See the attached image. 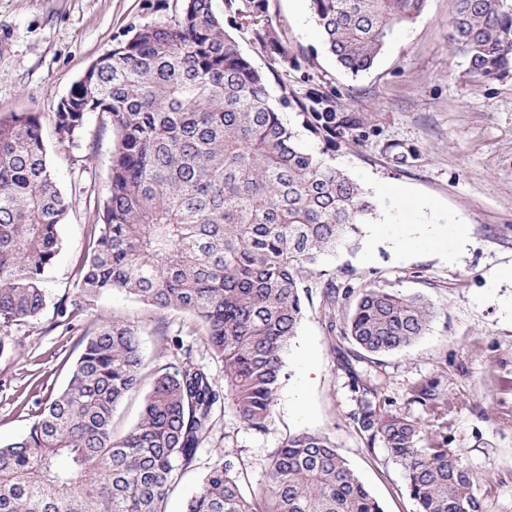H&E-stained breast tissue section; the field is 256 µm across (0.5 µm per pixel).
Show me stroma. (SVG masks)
I'll use <instances>...</instances> for the list:
<instances>
[{"mask_svg": "<svg viewBox=\"0 0 512 512\" xmlns=\"http://www.w3.org/2000/svg\"><path fill=\"white\" fill-rule=\"evenodd\" d=\"M291 60L284 81H271L273 99L287 98V117L322 101L351 126L335 145L311 133L302 143L326 151L369 192L373 223L361 242L305 272V313L284 355L277 402L265 432L246 428L232 410L216 409L207 440L180 471L167 512H184L216 453L241 459L244 490L265 483L271 456L290 434L329 436L382 503L384 512H416L405 471L382 447L367 448L351 415L356 408L348 345L338 331L349 301L331 307L327 282L361 293L386 286L421 294L438 315L413 346L381 357V395L392 413L421 417L410 390L435 385L448 399L444 433L450 448L477 477L489 512H512V74L479 82L465 73L449 41L454 0H427L422 15L399 27L374 65L358 75L324 51L309 0H269ZM174 0H0V117H40L48 159L68 205L62 246L43 287L48 304L38 320L12 330L0 354V444L22 436L34 403L65 384L79 350L75 333L49 330L54 303L73 291L75 272L94 221L90 199L108 194L115 135L100 114H90L75 143L58 139L53 122L61 97L113 46L146 24L166 22ZM411 193L407 208L398 191ZM403 224H456L463 237L454 256L414 245L398 249ZM99 314L135 326L145 375L175 372L185 357L216 380L224 364L204 343L188 315L158 313L128 295L101 299Z\"/></svg>", "mask_w": 512, "mask_h": 512, "instance_id": "obj_1", "label": "stroma"}]
</instances>
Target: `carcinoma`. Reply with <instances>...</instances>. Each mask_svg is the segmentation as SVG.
<instances>
[{"label":"carcinoma","instance_id":"cac0c4a2","mask_svg":"<svg viewBox=\"0 0 512 512\" xmlns=\"http://www.w3.org/2000/svg\"><path fill=\"white\" fill-rule=\"evenodd\" d=\"M427 0H310L325 50L344 70L370 69L396 27ZM450 40L478 81L512 72V0H455ZM250 30L267 71L224 29ZM288 65L268 0H178L174 18L137 29L94 62L54 112L58 139L80 138L94 112L117 145L108 196L94 203L74 291L54 303L50 330L71 332L114 291L160 313L193 314L224 384L187 362L149 382L137 423L117 436L113 416L142 385L137 329L98 317L76 342L65 387L26 434L0 445V512H166L168 491L208 438L217 405L267 430L284 354L304 315L303 273L354 250L375 215L361 185L307 150L269 91ZM312 133L336 139L334 112H303ZM67 205L33 112L0 117V354L9 328L37 319L61 245ZM437 316L419 294L366 289L341 338L357 361L414 344ZM353 421L404 470L418 512H488L471 469L442 434L448 399L411 389L426 417L394 415L367 372ZM240 461L218 453L186 512H383L326 435L301 432L273 456L260 494L243 493Z\"/></svg>","mask_w":512,"mask_h":512}]
</instances>
